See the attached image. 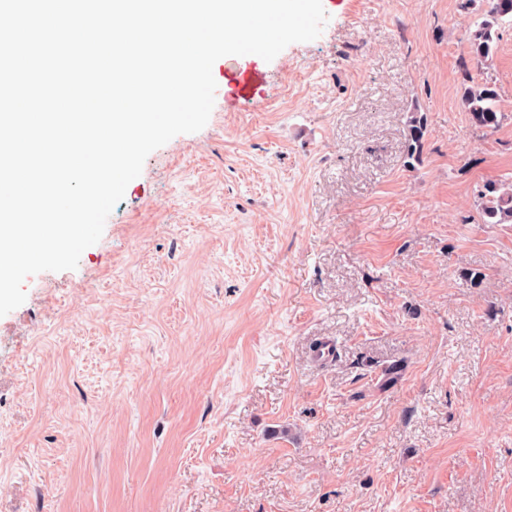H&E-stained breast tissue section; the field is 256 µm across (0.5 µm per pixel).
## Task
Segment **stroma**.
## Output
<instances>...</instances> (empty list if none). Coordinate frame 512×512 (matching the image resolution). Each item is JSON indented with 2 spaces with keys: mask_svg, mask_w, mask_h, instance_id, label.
<instances>
[{
  "mask_svg": "<svg viewBox=\"0 0 512 512\" xmlns=\"http://www.w3.org/2000/svg\"><path fill=\"white\" fill-rule=\"evenodd\" d=\"M322 4L217 60L207 125L0 317V512H512V224L474 207L512 180V25L469 69L461 0ZM466 86L461 95V104L464 112H467L469 121L475 128L493 132L499 126L503 118L498 106V92L488 82H471ZM408 141L405 157V166L413 168V162L420 163L427 132L426 119L420 114L418 108H413L408 120Z\"/></svg>",
  "mask_w": 512,
  "mask_h": 512,
  "instance_id": "obj_1",
  "label": "stroma"
}]
</instances>
